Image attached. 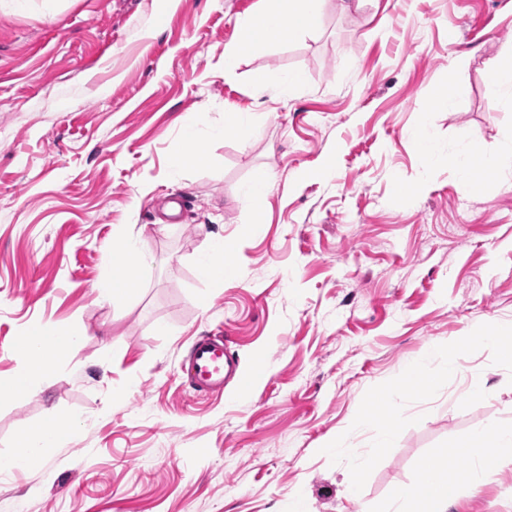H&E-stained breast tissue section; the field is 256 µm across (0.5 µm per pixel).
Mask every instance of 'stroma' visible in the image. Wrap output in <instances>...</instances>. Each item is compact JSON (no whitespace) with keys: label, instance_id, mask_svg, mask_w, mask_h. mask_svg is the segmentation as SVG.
Wrapping results in <instances>:
<instances>
[{"label":"stroma","instance_id":"35a3bbf8","mask_svg":"<svg viewBox=\"0 0 512 512\" xmlns=\"http://www.w3.org/2000/svg\"><path fill=\"white\" fill-rule=\"evenodd\" d=\"M6 2L0 382L27 368L37 389L0 400V456L55 413L77 431L36 468L0 473V512H290L295 493L305 512H388L424 459L456 470L458 441L512 423V364L484 346L463 350L435 394L396 391L424 352L512 325V173L467 197L448 161L472 138L512 137L485 75L512 50V0H395L384 18L326 0L313 30L258 44L231 73L224 46L262 0ZM261 67L301 73L300 92L258 90ZM446 80L468 89L452 109L426 98ZM230 112L254 133L225 129ZM187 127L209 162L177 171ZM327 159L329 182L297 181ZM258 168L272 189L252 210L242 198ZM128 231L152 261L143 288L98 301ZM220 238L239 267L204 278L199 259ZM76 328L79 348L51 368L16 352L30 330ZM224 333L252 383L194 395L177 377L188 344ZM372 393L402 403L392 446L370 454L354 433L351 454L324 452ZM451 512H512V464Z\"/></svg>","mask_w":512,"mask_h":512}]
</instances>
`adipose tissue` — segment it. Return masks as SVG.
Returning <instances> with one entry per match:
<instances>
[{
  "label": "adipose tissue",
  "mask_w": 512,
  "mask_h": 512,
  "mask_svg": "<svg viewBox=\"0 0 512 512\" xmlns=\"http://www.w3.org/2000/svg\"><path fill=\"white\" fill-rule=\"evenodd\" d=\"M324 4L325 0H269L268 8L240 16L237 20L239 36L224 48L225 72L234 71L256 42H289L312 30ZM456 165L460 170L462 191L474 196L482 193L499 171L512 167V149L491 151L477 141L465 155L457 158ZM146 263L147 258L137 238L132 235L124 237L120 252L112 257V265L117 272L99 285V300L114 302L136 296L142 286L138 272ZM81 336V331L75 330L62 342L33 330L21 337L18 349L23 360L32 359L48 368L61 349H77ZM477 344L493 349L503 362L512 364V328L497 326L455 340L448 349L447 363L442 371H435L429 356L423 354L405 366L402 378L413 391L433 392L439 385L440 374L459 372L461 350ZM74 428L73 417L52 415L48 425L27 434L12 455L0 458V470L27 471L37 467L42 461V448L69 438ZM456 452L469 459V467L450 473L437 459H428L421 464L418 478L411 486L394 489V499L420 505L421 512H448L457 499L460 486L478 487L482 471L512 463V425L484 426L459 442Z\"/></svg>",
  "instance_id": "adipose-tissue-1"
}]
</instances>
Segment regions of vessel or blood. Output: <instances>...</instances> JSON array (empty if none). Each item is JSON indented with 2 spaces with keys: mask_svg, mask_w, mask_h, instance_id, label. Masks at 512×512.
Returning <instances> with one entry per match:
<instances>
[{
  "mask_svg": "<svg viewBox=\"0 0 512 512\" xmlns=\"http://www.w3.org/2000/svg\"><path fill=\"white\" fill-rule=\"evenodd\" d=\"M181 378L196 395L219 394L229 385L244 387L236 352L224 336H201L191 345L181 366Z\"/></svg>",
  "mask_w": 512,
  "mask_h": 512,
  "instance_id": "1",
  "label": "vessel or blood"
}]
</instances>
